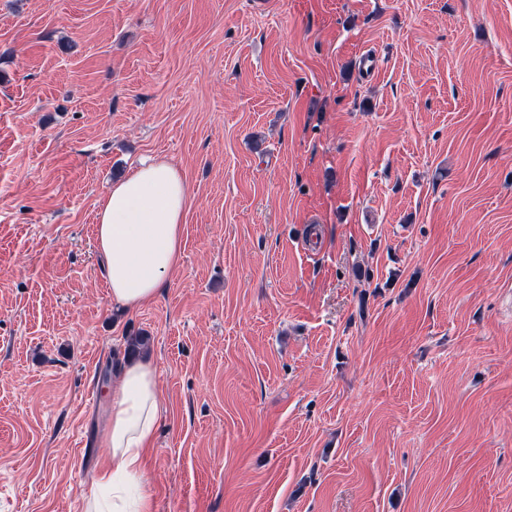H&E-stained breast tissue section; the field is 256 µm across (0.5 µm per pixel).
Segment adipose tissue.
Here are the masks:
<instances>
[{
  "label": "adipose tissue",
  "mask_w": 512,
  "mask_h": 512,
  "mask_svg": "<svg viewBox=\"0 0 512 512\" xmlns=\"http://www.w3.org/2000/svg\"><path fill=\"white\" fill-rule=\"evenodd\" d=\"M190 205L184 176L160 158L141 163L100 199L95 240L114 304L135 311L164 288L181 263ZM162 416L155 368L142 361L124 363L112 395L108 462L97 476L98 487L110 495H91L84 512H153L151 498L130 488L145 476V453Z\"/></svg>",
  "instance_id": "1"
}]
</instances>
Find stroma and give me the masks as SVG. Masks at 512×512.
I'll return each mask as SVG.
<instances>
[{"label": "stroma", "instance_id": "obj_1", "mask_svg": "<svg viewBox=\"0 0 512 512\" xmlns=\"http://www.w3.org/2000/svg\"><path fill=\"white\" fill-rule=\"evenodd\" d=\"M151 158L193 203L123 311ZM132 336L154 512H512V0H0V512H83ZM190 205L185 177L160 158L141 163L100 199L95 240L112 303L136 311L165 287L181 263Z\"/></svg>", "mask_w": 512, "mask_h": 512}]
</instances>
